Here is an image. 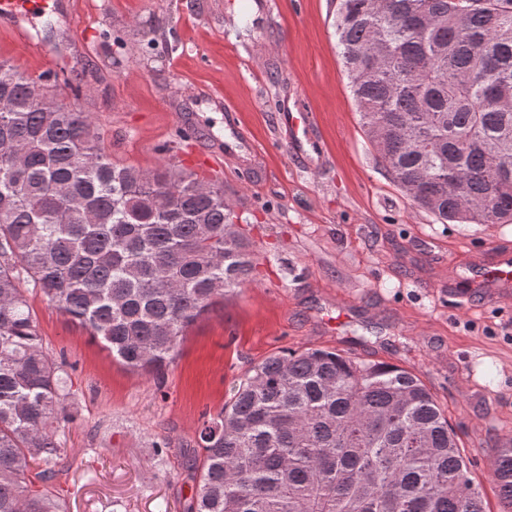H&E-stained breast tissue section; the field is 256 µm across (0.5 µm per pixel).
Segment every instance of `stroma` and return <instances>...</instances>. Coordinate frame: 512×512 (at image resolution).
Returning <instances> with one entry per match:
<instances>
[{
  "mask_svg": "<svg viewBox=\"0 0 512 512\" xmlns=\"http://www.w3.org/2000/svg\"><path fill=\"white\" fill-rule=\"evenodd\" d=\"M31 54L0 26V61L81 83L113 163L212 180L258 259L180 341L162 378L112 362L30 292L75 400L52 484L68 512H186L205 418L269 354L335 348L415 366L448 418L489 512L493 448L512 433V286L493 282L512 224H443L369 145L336 48L330 0H61ZM314 118L294 153L282 110ZM247 151L226 154L224 138Z\"/></svg>",
  "mask_w": 512,
  "mask_h": 512,
  "instance_id": "obj_1",
  "label": "stroma"
}]
</instances>
